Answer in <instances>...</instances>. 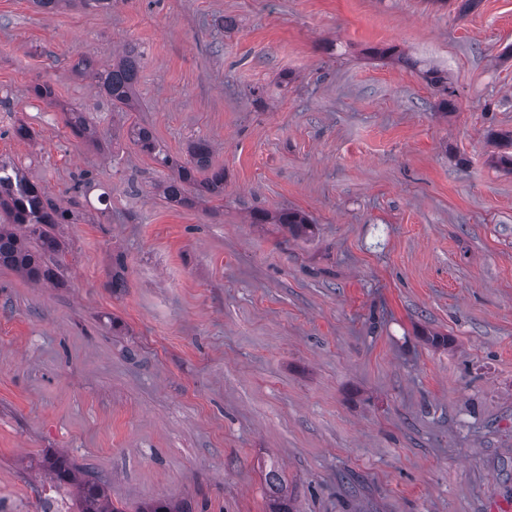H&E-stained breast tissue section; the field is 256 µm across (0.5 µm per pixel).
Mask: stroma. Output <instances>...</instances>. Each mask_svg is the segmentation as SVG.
Returning <instances> with one entry per match:
<instances>
[{
    "label": "stroma",
    "mask_w": 512,
    "mask_h": 512,
    "mask_svg": "<svg viewBox=\"0 0 512 512\" xmlns=\"http://www.w3.org/2000/svg\"><path fill=\"white\" fill-rule=\"evenodd\" d=\"M460 3L0 0V157L53 198L83 170L110 195L62 226L63 286L0 267L9 512H76L49 453L128 512H268L270 462L295 512H512V0ZM132 43L136 108L115 112L71 68ZM134 125L176 158L208 140L223 197L167 204ZM62 4L106 10L112 6V0H34V5L46 14H53ZM65 114L67 116L66 123L76 138L89 143L96 141L94 127L87 120L83 112L70 109L69 112H65ZM251 221L255 224H279L291 235L306 236L311 233V220L307 214L298 210H281L275 215H270L261 208L253 209Z\"/></svg>",
    "instance_id": "obj_1"
}]
</instances>
